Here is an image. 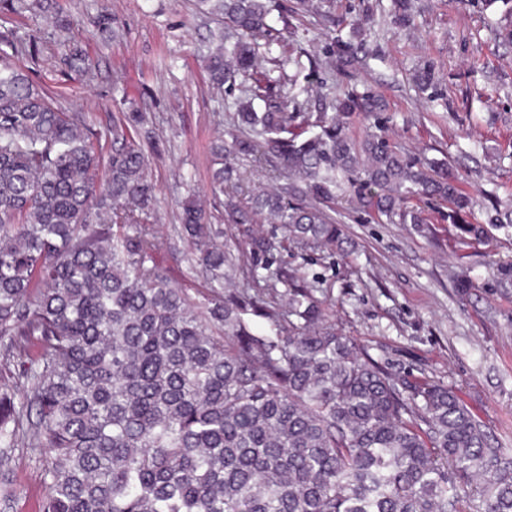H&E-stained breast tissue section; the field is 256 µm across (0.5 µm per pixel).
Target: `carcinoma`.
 Listing matches in <instances>:
<instances>
[{
	"instance_id": "1",
	"label": "carcinoma",
	"mask_w": 512,
	"mask_h": 512,
	"mask_svg": "<svg viewBox=\"0 0 512 512\" xmlns=\"http://www.w3.org/2000/svg\"><path fill=\"white\" fill-rule=\"evenodd\" d=\"M200 7L237 33L229 44L215 34L203 60L219 93L243 78L235 149L262 150L304 184L228 197L233 245L214 240L201 206L182 204L179 233L218 284L200 303L158 260L150 151L139 141L145 116L112 122L104 159L88 127L0 54V349L24 380L21 392L0 384V512L12 509L20 449L48 486L42 512H512V456L457 395L394 376L336 329L317 281L299 269L271 273L264 261L292 245L345 250L342 226L319 206L342 176L375 190L377 217L420 233L428 226L406 206L417 196L451 202L448 223L483 238L482 225L460 223L473 198L448 172L415 168L384 136L348 134V111L382 123L385 104L370 91L347 94L331 117L297 104L303 89L270 102L295 49L275 56L257 41L265 0ZM0 8L70 28L52 0ZM212 154L221 194L239 175L224 163L223 139ZM264 214L288 235H255L250 226ZM238 272L263 292L284 285L288 309L224 294ZM252 314L273 330L256 329Z\"/></svg>"
}]
</instances>
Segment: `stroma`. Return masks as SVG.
Masks as SVG:
<instances>
[{
	"instance_id": "35a3bbf8",
	"label": "stroma",
	"mask_w": 512,
	"mask_h": 512,
	"mask_svg": "<svg viewBox=\"0 0 512 512\" xmlns=\"http://www.w3.org/2000/svg\"><path fill=\"white\" fill-rule=\"evenodd\" d=\"M71 14L68 34L92 63L84 75L66 66L50 25L30 15L14 17L18 34L34 33L20 59L35 84L55 92L62 105L83 117L110 148L112 117L138 110L162 145L149 174L156 186L160 260L171 280L194 300L210 281L187 260L175 233L180 204L196 196L225 243L233 225L223 223V196L213 194L211 147L234 131L231 111L218 104L201 66L215 20L197 0H60ZM267 0L273 45L294 44L299 64L286 67L297 85L308 87L309 107L333 113L344 91L369 90L386 104L387 137L409 158L445 163L475 198L464 213L468 224H484L487 243L464 244L449 224L447 205L411 199L430 226L382 224L363 208L357 192L343 185L328 203L348 239L346 251L316 248L274 253V267L301 269L322 280L321 300L343 333L388 371L448 387L480 418L493 444L512 450V284H500L497 268L512 262V227L485 224L490 201L512 206V45L496 39L498 22L512 21L503 0H412L410 27L391 23V0ZM112 12L105 33L92 19ZM350 42L364 63L334 68L328 52L336 39ZM432 66L436 90L447 107L432 105L414 74ZM237 194L246 199L265 190L295 186L269 165L239 161ZM466 271L474 282L457 293L452 276ZM18 494L11 512H41L48 495L39 468L17 454Z\"/></svg>"
}]
</instances>
